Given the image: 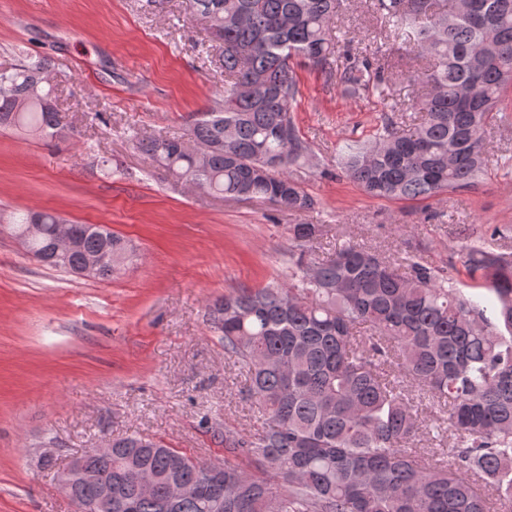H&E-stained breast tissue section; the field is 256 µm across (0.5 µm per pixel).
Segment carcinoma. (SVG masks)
<instances>
[{
	"label": "carcinoma",
	"instance_id": "carcinoma-1",
	"mask_svg": "<svg viewBox=\"0 0 512 512\" xmlns=\"http://www.w3.org/2000/svg\"><path fill=\"white\" fill-rule=\"evenodd\" d=\"M340 0H189L224 48V97L183 137L140 149L170 177L237 199L290 211L314 207L296 172L314 155L298 134L295 67L351 93L387 100L391 77L363 51L338 54L330 24ZM384 38L425 60L428 92L411 105L421 122L404 129L396 105L382 111L371 142L345 156V175L371 197L418 200L470 189L484 174L485 134L512 88V0H372ZM0 127L45 140L78 136L55 105L47 59L0 71ZM11 231L43 264L92 278L134 257L100 224L50 211L10 215ZM39 225L36 234L28 226ZM72 246L53 259L61 230ZM322 224H291L294 270L286 284L224 295L209 312L224 353L247 375L261 430L224 429V469L203 485L210 462L149 439L112 441V460L84 456L108 482L111 512H512V256L471 246L463 263L471 289L420 257L397 267L345 242L308 259ZM446 415L436 438L454 437L450 458L406 444L418 425L409 392ZM172 483L193 491L173 506Z\"/></svg>",
	"mask_w": 512,
	"mask_h": 512
}]
</instances>
